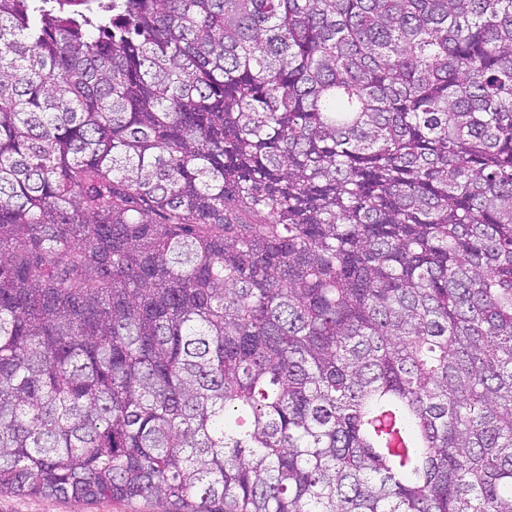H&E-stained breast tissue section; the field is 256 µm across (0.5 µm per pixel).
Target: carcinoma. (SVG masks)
Here are the masks:
<instances>
[{
    "mask_svg": "<svg viewBox=\"0 0 512 512\" xmlns=\"http://www.w3.org/2000/svg\"><path fill=\"white\" fill-rule=\"evenodd\" d=\"M512 512V0H0V495Z\"/></svg>",
    "mask_w": 512,
    "mask_h": 512,
    "instance_id": "1",
    "label": "carcinoma"
}]
</instances>
